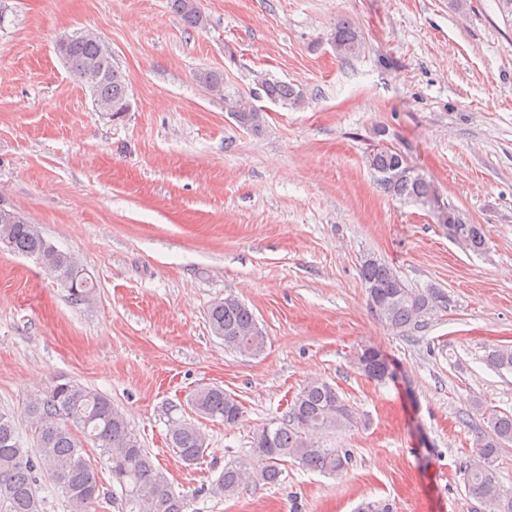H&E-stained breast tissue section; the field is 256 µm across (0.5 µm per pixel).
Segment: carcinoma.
I'll list each match as a JSON object with an SVG mask.
<instances>
[{
    "instance_id": "1",
    "label": "carcinoma",
    "mask_w": 512,
    "mask_h": 512,
    "mask_svg": "<svg viewBox=\"0 0 512 512\" xmlns=\"http://www.w3.org/2000/svg\"><path fill=\"white\" fill-rule=\"evenodd\" d=\"M169 7L190 28L207 25L197 3L169 0ZM332 41L336 54L343 58L356 55L362 46L361 34L343 22L336 25ZM59 54L70 75L88 89L96 110L113 121L122 118L131 99L109 47L92 34H82L61 40ZM196 78L210 91L224 87V74L219 71L203 70ZM256 86L255 96L284 106H298L304 101L302 90L264 75L257 77ZM224 102L240 127L254 134L263 131L264 117L256 108L228 95ZM365 164L376 185L395 200L424 205L435 196L431 184L415 172L406 157L386 144L367 149ZM454 221L465 240V251L483 253L487 244L482 225L471 223L459 209L454 212ZM1 238L8 240V251L36 257L45 270L69 288L75 300L91 299L95 284L83 276L74 258L46 240L39 227L18 212L0 220ZM360 277L363 288L375 291L380 301L371 312L394 330L422 329L428 317L448 308V293L438 288H410L385 262H361ZM207 324L227 350L254 357L264 351L266 336L255 315L230 295L210 307ZM489 361L499 370L512 371V348L493 350ZM356 367L369 378L387 380L386 358L378 349ZM191 407L200 417L232 426L242 404L232 393L208 386L196 390ZM26 414L31 421V448L24 447L14 417L0 413V512H43V501L38 496V475L42 473L52 478L74 512H87L101 491L96 468L83 454L85 439L100 449L112 480L121 488L122 512H185L184 496L173 491L125 416L106 396L66 382L31 401ZM354 424L352 408L335 387L319 380L307 383L292 399L283 422L266 423L253 436V450L265 458L262 480L278 482L280 462L286 458L327 475L342 473L352 461L348 450L328 447L315 434L342 431ZM168 436L171 448L184 463L193 465L203 458L205 436L193 421H172ZM507 442H512V413L489 414L487 430L473 444L479 463L464 473L466 492L481 504L482 512H512V490L503 489L496 467L499 450ZM247 477L246 466L230 464L209 493L216 497L233 495Z\"/></svg>"
}]
</instances>
